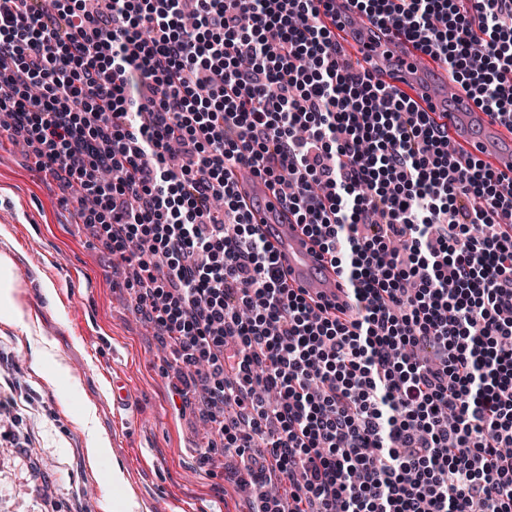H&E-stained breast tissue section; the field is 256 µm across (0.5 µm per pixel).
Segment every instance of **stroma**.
Wrapping results in <instances>:
<instances>
[{
	"instance_id": "35a3bbf8",
	"label": "stroma",
	"mask_w": 512,
	"mask_h": 512,
	"mask_svg": "<svg viewBox=\"0 0 512 512\" xmlns=\"http://www.w3.org/2000/svg\"><path fill=\"white\" fill-rule=\"evenodd\" d=\"M80 196L76 188L61 193L22 144L0 133V255L12 259L18 296L39 319L28 332L0 314V345L14 353L30 389L26 413L52 492L43 504L27 463L0 450V512H102L107 495L118 503L134 497L140 512H253L235 477L238 458H202L200 411L173 406L179 367L134 312L126 271L79 222ZM116 379L130 390L124 410L112 406ZM87 401L95 413L80 428L75 419ZM92 432L107 437L101 467L119 463L124 489L106 491L87 467Z\"/></svg>"
}]
</instances>
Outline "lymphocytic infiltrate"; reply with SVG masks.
I'll list each match as a JSON object with an SVG mask.
<instances>
[{"label":"lymphocytic infiltrate","instance_id":"lymphocytic-infiltrate-1","mask_svg":"<svg viewBox=\"0 0 512 512\" xmlns=\"http://www.w3.org/2000/svg\"><path fill=\"white\" fill-rule=\"evenodd\" d=\"M323 0H0V115L183 367L256 512H512V176L336 50ZM353 0L512 127V0ZM341 269L283 278L234 167ZM0 348V447L35 446ZM284 482L269 494L271 478Z\"/></svg>","mask_w":512,"mask_h":512}]
</instances>
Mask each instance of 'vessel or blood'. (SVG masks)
I'll return each instance as SVG.
<instances>
[{
	"instance_id": "obj_1",
	"label": "vessel or blood",
	"mask_w": 512,
	"mask_h": 512,
	"mask_svg": "<svg viewBox=\"0 0 512 512\" xmlns=\"http://www.w3.org/2000/svg\"><path fill=\"white\" fill-rule=\"evenodd\" d=\"M358 29L361 36L357 43L374 68L388 69L393 84L412 86L416 102L445 113L452 135L466 144L471 155L493 156L498 171L512 174V149L501 146L494 136L498 120L464 91L446 96L434 76L420 68L418 56L409 52L404 39L380 31L367 20L359 23ZM236 178L260 233L272 244L287 271L289 283L317 300L346 302L344 281L302 225L296 224L285 210L280 194L247 169H237Z\"/></svg>"
}]
</instances>
